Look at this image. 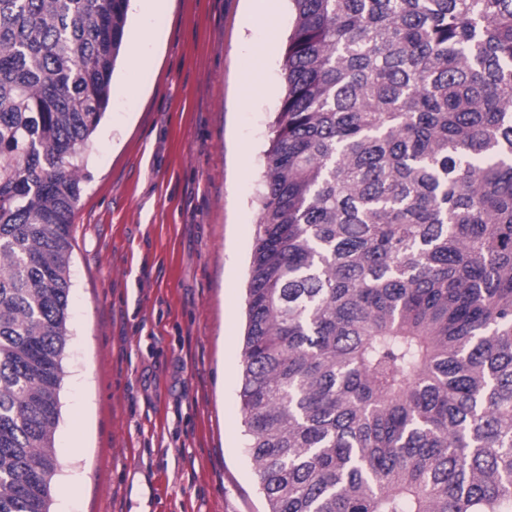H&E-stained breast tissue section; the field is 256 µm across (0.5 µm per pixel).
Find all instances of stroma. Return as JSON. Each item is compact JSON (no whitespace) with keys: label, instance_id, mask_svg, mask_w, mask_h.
I'll return each mask as SVG.
<instances>
[{"label":"stroma","instance_id":"35a3bbf8","mask_svg":"<svg viewBox=\"0 0 512 512\" xmlns=\"http://www.w3.org/2000/svg\"><path fill=\"white\" fill-rule=\"evenodd\" d=\"M290 0H131L72 219L51 512H265L238 391L265 152ZM261 90L245 92L250 79Z\"/></svg>","mask_w":512,"mask_h":512}]
</instances>
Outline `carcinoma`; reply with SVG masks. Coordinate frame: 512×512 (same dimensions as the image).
Returning a JSON list of instances; mask_svg holds the SVG:
<instances>
[{"instance_id":"obj_1","label":"carcinoma","mask_w":512,"mask_h":512,"mask_svg":"<svg viewBox=\"0 0 512 512\" xmlns=\"http://www.w3.org/2000/svg\"><path fill=\"white\" fill-rule=\"evenodd\" d=\"M129 2L0 0V512H50ZM291 2L239 390L266 512H512V0Z\"/></svg>"}]
</instances>
